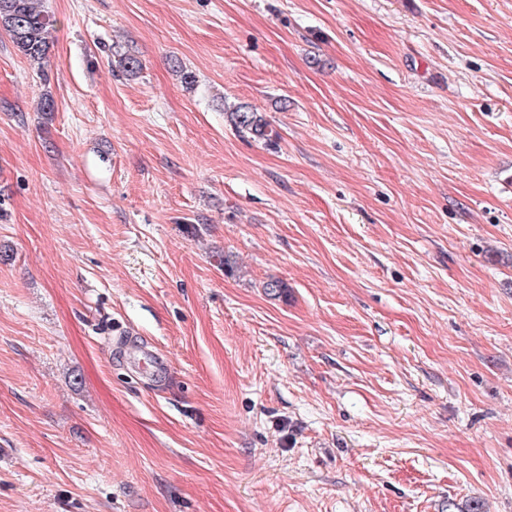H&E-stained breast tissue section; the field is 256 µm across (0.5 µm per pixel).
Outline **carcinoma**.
<instances>
[{
	"mask_svg": "<svg viewBox=\"0 0 512 512\" xmlns=\"http://www.w3.org/2000/svg\"><path fill=\"white\" fill-rule=\"evenodd\" d=\"M0 30L5 31L17 50L31 63L42 64L54 37V20L40 0H0ZM231 121L243 135L270 139V131L259 113L242 106L230 113Z\"/></svg>",
	"mask_w": 512,
	"mask_h": 512,
	"instance_id": "1",
	"label": "carcinoma"
}]
</instances>
